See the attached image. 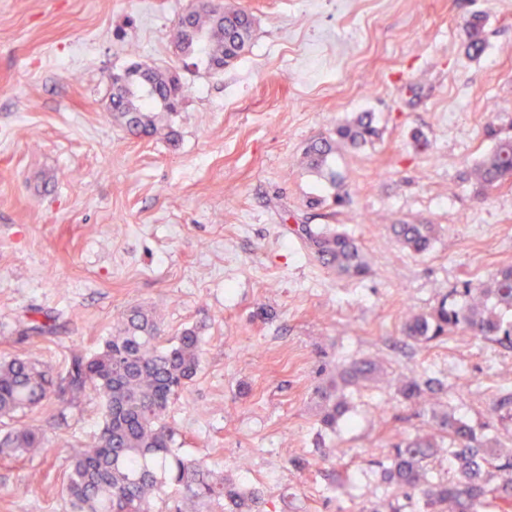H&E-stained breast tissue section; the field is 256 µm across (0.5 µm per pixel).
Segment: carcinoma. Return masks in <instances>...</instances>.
Wrapping results in <instances>:
<instances>
[{
    "instance_id": "1",
    "label": "carcinoma",
    "mask_w": 512,
    "mask_h": 512,
    "mask_svg": "<svg viewBox=\"0 0 512 512\" xmlns=\"http://www.w3.org/2000/svg\"><path fill=\"white\" fill-rule=\"evenodd\" d=\"M467 54L483 49L479 17L468 23ZM254 23L241 9L226 8L218 0H198L186 21H178L175 41L179 51L217 72L249 50ZM126 79L111 94L107 110L128 132L151 135L157 120L170 106L186 96L189 88L179 74L134 66L125 70ZM376 134L373 117L361 112L336 126V138L307 144L304 161L321 175L331 169L340 145L361 148ZM479 187L491 191L512 178V137L498 140L493 151L470 172ZM300 235L336 273L360 278L368 263L362 244L335 227L316 230L298 225ZM396 240L415 254L429 250L436 235L434 224H394ZM404 335L420 345L441 342L460 331H470L486 341L512 345V265L500 268L487 283L453 289L431 311L409 316ZM201 364L200 339L191 328L183 329L168 345H162L156 316L132 308L117 318L116 332L103 348L87 356L72 353L67 371L70 402L86 394L99 399L102 424L92 442L76 451L66 472L63 491L70 512H152L155 498L169 487L178 497L176 512H201L214 498H223L230 512H255L258 496L241 491L230 479L216 476L202 459L188 458L173 448L175 428L166 419L171 402L198 374ZM377 365L360 359L342 367L336 382L324 392L320 424L335 430L349 412L346 390L357 389L374 377ZM50 370L33 357L0 361V416L40 405L53 392ZM428 383L416 379L399 382L401 398L411 406L425 404ZM436 433L402 439L392 445L387 461L378 463L381 480L388 488L416 496L427 512H497L512 509V453L504 455L497 437L472 424L454 409L432 412ZM448 440L451 477L435 482L426 468L428 460ZM43 435L21 426L0 439V454L12 457L18 451L38 453Z\"/></svg>"
}]
</instances>
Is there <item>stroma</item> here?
I'll list each match as a JSON object with an SVG mask.
<instances>
[{"mask_svg":"<svg viewBox=\"0 0 512 512\" xmlns=\"http://www.w3.org/2000/svg\"><path fill=\"white\" fill-rule=\"evenodd\" d=\"M255 21L248 52L213 73L173 32L191 0H0V359L32 355L65 381L72 350L96 353L126 309L163 336L201 339V371L170 405L180 454L260 491V512H366L390 499L376 461L434 431L402 378L438 382L437 410L488 424L512 452V346L459 333L421 346L408 313L512 264V181L464 176L512 136V0H221ZM484 21L468 56L467 22ZM176 68L190 89L151 136L105 107L112 74ZM361 149L339 146L338 184L302 149L358 113ZM434 224L431 248L392 224ZM343 228L369 264L360 280L323 265L296 227ZM54 318V336L25 334ZM376 361L351 392L353 421L322 435L331 376ZM42 453L0 458V512H69L71 455L98 432L94 396L65 389L22 413Z\"/></svg>","mask_w":512,"mask_h":512,"instance_id":"obj_1","label":"stroma"}]
</instances>
